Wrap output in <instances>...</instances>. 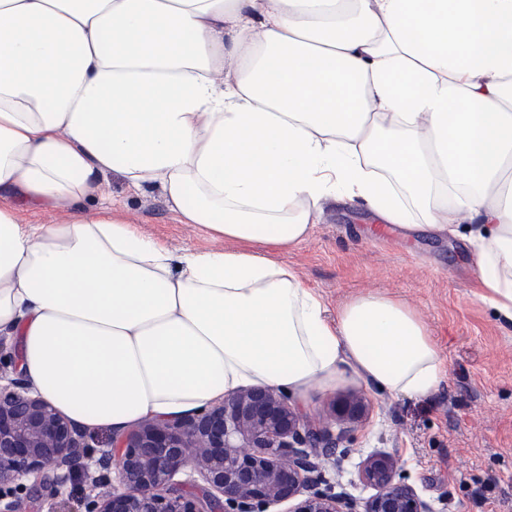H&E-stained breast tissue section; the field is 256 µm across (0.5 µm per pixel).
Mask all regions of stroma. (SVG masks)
<instances>
[{
  "label": "stroma",
  "instance_id": "stroma-1",
  "mask_svg": "<svg viewBox=\"0 0 512 512\" xmlns=\"http://www.w3.org/2000/svg\"><path fill=\"white\" fill-rule=\"evenodd\" d=\"M108 182L116 215L172 251L227 249L204 227L182 223L160 189L142 191L116 174ZM366 212L330 204L306 242L273 258L320 291L332 312L360 292L404 300L436 336L448 379L417 400L361 382L314 390L301 412L328 424L338 396L356 395L366 406L335 453L319 457L320 488L369 497L359 479L362 465L369 455L388 452L434 512H512V328H502L480 300L467 239L401 237L367 220Z\"/></svg>",
  "mask_w": 512,
  "mask_h": 512
}]
</instances>
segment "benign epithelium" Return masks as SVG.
Here are the masks:
<instances>
[{
	"mask_svg": "<svg viewBox=\"0 0 512 512\" xmlns=\"http://www.w3.org/2000/svg\"><path fill=\"white\" fill-rule=\"evenodd\" d=\"M364 404L336 401L338 421L362 418ZM347 435L293 410L271 388L241 389L219 406L170 424L145 421L112 441L118 449L117 478L91 472V444L24 379L0 383V512H22L31 497L23 480L53 472L51 496L71 481L98 489L82 501L84 512H268L318 484L311 476L320 449ZM193 468L205 485L173 482ZM376 489L359 511L341 495L314 492L294 512H432L414 488L397 478L394 457L371 455L361 473Z\"/></svg>",
	"mask_w": 512,
	"mask_h": 512,
	"instance_id": "obj_1",
	"label": "benign epithelium"
}]
</instances>
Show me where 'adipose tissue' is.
Here are the masks:
<instances>
[{
	"label": "adipose tissue",
	"mask_w": 512,
	"mask_h": 512,
	"mask_svg": "<svg viewBox=\"0 0 512 512\" xmlns=\"http://www.w3.org/2000/svg\"><path fill=\"white\" fill-rule=\"evenodd\" d=\"M112 173L235 248L140 233ZM346 200L466 235L512 324V0H0V335L76 429L246 386L435 392L448 365L414 308L361 293L328 316L267 255ZM61 204L67 223L20 221Z\"/></svg>",
	"instance_id": "ef3b65f1"
}]
</instances>
